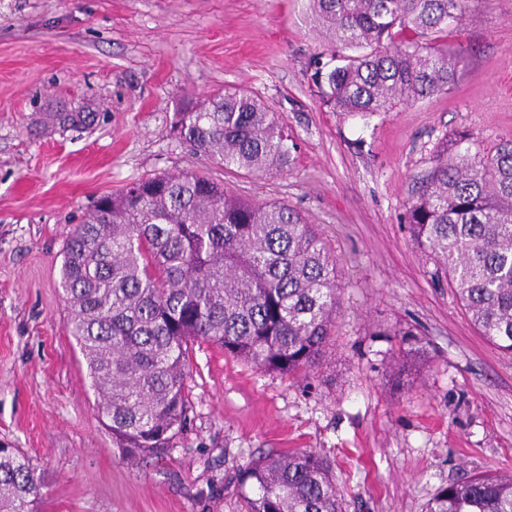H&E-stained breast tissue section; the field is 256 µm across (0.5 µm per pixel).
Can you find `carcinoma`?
I'll return each mask as SVG.
<instances>
[{
  "mask_svg": "<svg viewBox=\"0 0 512 512\" xmlns=\"http://www.w3.org/2000/svg\"><path fill=\"white\" fill-rule=\"evenodd\" d=\"M315 26L340 52L315 67L323 103L387 112L447 90L462 61L433 41L465 0H309ZM97 113L60 104L46 130H82ZM191 149L256 176L294 162L277 112L244 89L191 99L174 113ZM460 135L436 147L415 181L406 220L455 286L481 336L512 357V140L473 153ZM336 261L283 203L259 204L192 172L155 174L95 200L67 233L61 264L67 327L85 359L98 410L130 459L172 446L188 410L194 344L261 371L298 377L332 338ZM243 512H342L327 459L296 450L239 468ZM47 485L18 448H0V512H34ZM427 512H512V472L443 487Z\"/></svg>",
  "mask_w": 512,
  "mask_h": 512,
  "instance_id": "carcinoma-1",
  "label": "carcinoma"
}]
</instances>
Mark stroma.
Wrapping results in <instances>:
<instances>
[{"label": "stroma", "mask_w": 512, "mask_h": 512, "mask_svg": "<svg viewBox=\"0 0 512 512\" xmlns=\"http://www.w3.org/2000/svg\"><path fill=\"white\" fill-rule=\"evenodd\" d=\"M455 28L466 60L446 91L360 115L317 95L311 61L332 44L307 0H0V446L45 472L36 512H241L239 466L273 450L330 460L344 512H426L449 482L512 472V358L405 220L442 140L512 139V0H467ZM232 88L277 112L288 172L227 170L177 139L183 101ZM55 100L101 117L41 132ZM191 170L316 226L336 260L334 336L295 380L194 347L173 448L130 461L66 326L64 239L99 196ZM405 332L427 355L400 380Z\"/></svg>", "instance_id": "stroma-1"}]
</instances>
